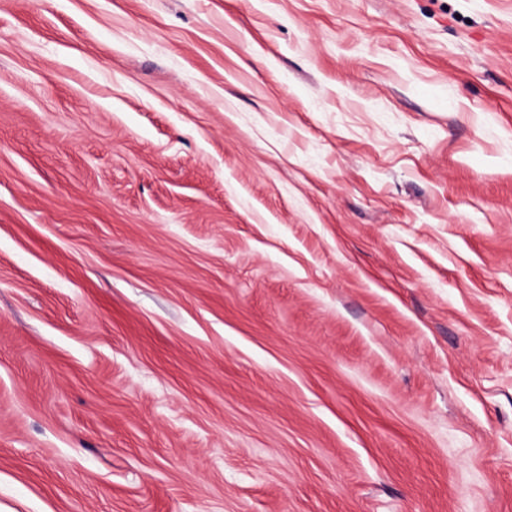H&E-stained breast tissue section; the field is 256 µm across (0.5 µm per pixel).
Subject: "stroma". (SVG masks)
<instances>
[{
  "label": "stroma",
  "instance_id": "stroma-1",
  "mask_svg": "<svg viewBox=\"0 0 512 512\" xmlns=\"http://www.w3.org/2000/svg\"><path fill=\"white\" fill-rule=\"evenodd\" d=\"M0 512H512V0H0Z\"/></svg>",
  "mask_w": 512,
  "mask_h": 512
}]
</instances>
